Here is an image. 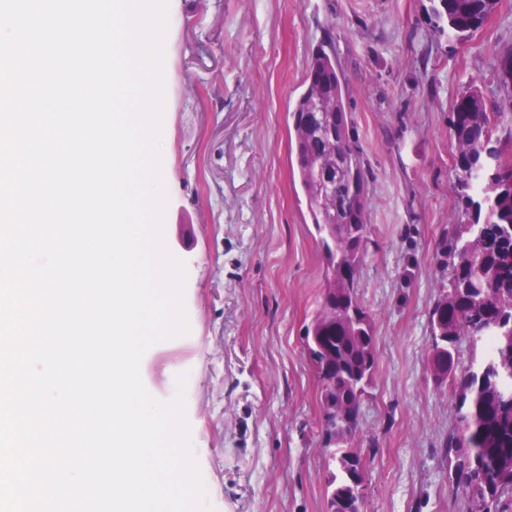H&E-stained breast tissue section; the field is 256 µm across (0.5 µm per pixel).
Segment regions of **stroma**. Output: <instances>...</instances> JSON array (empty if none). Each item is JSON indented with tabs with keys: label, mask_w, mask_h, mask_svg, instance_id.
I'll list each match as a JSON object with an SVG mask.
<instances>
[{
	"label": "stroma",
	"mask_w": 512,
	"mask_h": 512,
	"mask_svg": "<svg viewBox=\"0 0 512 512\" xmlns=\"http://www.w3.org/2000/svg\"><path fill=\"white\" fill-rule=\"evenodd\" d=\"M430 0H170L165 49V240L186 265L188 335L143 356L166 401L186 375L193 450L212 512H326L334 464L303 349L325 260L293 182L288 111L319 45L349 88L365 155L367 241L358 299L375 376L360 411L363 512H470L442 443L451 383L428 370L435 254L465 223L451 191L448 116L477 84L495 102L512 53V0L465 44L437 37Z\"/></svg>",
	"instance_id": "obj_1"
}]
</instances>
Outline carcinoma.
Instances as JSON below:
<instances>
[{
	"mask_svg": "<svg viewBox=\"0 0 512 512\" xmlns=\"http://www.w3.org/2000/svg\"><path fill=\"white\" fill-rule=\"evenodd\" d=\"M434 34L467 41L495 12L498 0H431ZM298 179L325 252V294L305 336L319 337L328 378L336 386V419L321 418L325 447L336 471L327 498L336 512H360L364 481L349 459L357 442L362 395L371 384L373 322L358 300L357 270L368 231L364 154L354 137L348 86L335 53L312 55L303 90L290 112ZM512 117L487 106L473 86L459 94L449 117L454 143L452 190L467 221L444 234L436 253L438 300L429 312L428 366L437 382L452 380L458 427L444 443L456 483L485 512L512 497V172L505 154L512 131L497 135ZM475 353L458 357L462 341Z\"/></svg>",
	"mask_w": 512,
	"mask_h": 512,
	"instance_id": "1",
	"label": "carcinoma"
}]
</instances>
